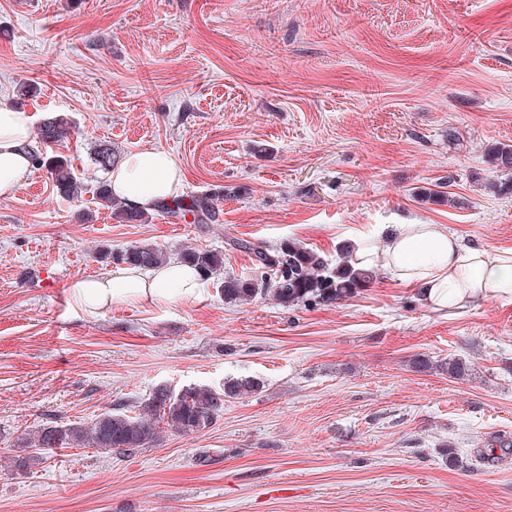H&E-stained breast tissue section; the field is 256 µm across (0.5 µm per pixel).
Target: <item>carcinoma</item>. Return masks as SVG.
Here are the masks:
<instances>
[{
	"instance_id": "1",
	"label": "carcinoma",
	"mask_w": 512,
	"mask_h": 512,
	"mask_svg": "<svg viewBox=\"0 0 512 512\" xmlns=\"http://www.w3.org/2000/svg\"><path fill=\"white\" fill-rule=\"evenodd\" d=\"M71 128L69 117L63 114L49 116L40 124L34 143L29 146L33 164L47 169L56 192L66 198L78 194L80 182L67 158L48 154L47 147L64 141L71 135ZM488 162L497 171L512 173V145L492 147ZM97 197L100 206L112 210V216L121 222L136 224L148 218L147 213L118 203L105 184L99 186ZM214 201L213 194L186 195L160 203L157 210L178 219L189 215L194 224H213L219 215ZM233 245L253 256L257 276H225L218 288L228 302L244 304L259 294H270L285 307L331 305L369 286L377 277L376 269L357 266L349 251L335 268L328 269L317 253L293 240L274 248L247 240L235 241ZM166 259V252L150 243L112 252V260L129 266L152 267L165 263ZM180 260L196 267L205 283L224 269V254L215 250L189 248L181 253ZM261 389L260 381L251 378L229 379L220 390L193 386L176 393L160 386L134 417L105 412L87 425L39 426L28 442L33 451L17 459L16 463L27 468L43 459L42 451L61 445L134 452L157 441L162 423L183 434L202 431L216 421L226 399L257 393Z\"/></svg>"
}]
</instances>
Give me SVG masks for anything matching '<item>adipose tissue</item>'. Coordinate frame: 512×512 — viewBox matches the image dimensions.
Returning a JSON list of instances; mask_svg holds the SVG:
<instances>
[{
    "mask_svg": "<svg viewBox=\"0 0 512 512\" xmlns=\"http://www.w3.org/2000/svg\"><path fill=\"white\" fill-rule=\"evenodd\" d=\"M33 136V116L0 102V198L12 197L29 177L32 162L26 146ZM109 181L117 198L147 211L158 201L180 195L183 170L164 150H140L112 168ZM383 231L384 246L360 243L355 263L385 269L417 285L423 301L435 311L460 310L489 297L512 301V254L464 245L441 224H389ZM202 287L198 271L176 260L147 270L119 266L71 284L79 304L92 316L118 302L192 300Z\"/></svg>",
    "mask_w": 512,
    "mask_h": 512,
    "instance_id": "ef3b65f1",
    "label": "adipose tissue"
}]
</instances>
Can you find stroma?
Wrapping results in <instances>:
<instances>
[{
  "instance_id": "1",
  "label": "stroma",
  "mask_w": 512,
  "mask_h": 512,
  "mask_svg": "<svg viewBox=\"0 0 512 512\" xmlns=\"http://www.w3.org/2000/svg\"><path fill=\"white\" fill-rule=\"evenodd\" d=\"M0 102L67 113L83 185L61 198L36 168L0 198V512H512L511 302L444 314L383 271L333 306L209 285L90 316L70 288L141 242L222 252L238 277L254 265L233 240L294 239L331 267L380 224L512 252L487 158L512 144V0H0ZM102 145L172 153L184 194L219 193L217 222L116 220ZM453 360L466 375L438 370ZM244 377L262 391L201 432L14 464L40 425Z\"/></svg>"
}]
</instances>
